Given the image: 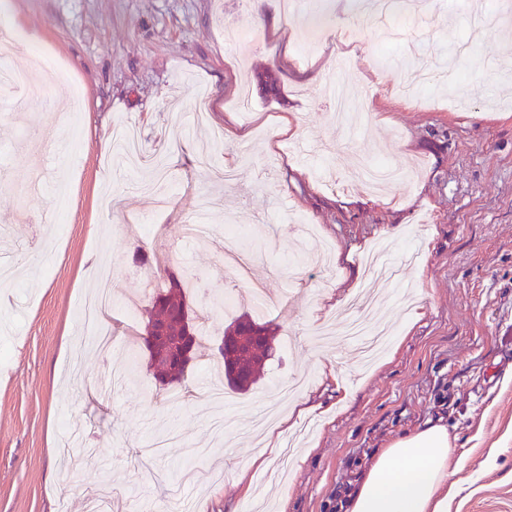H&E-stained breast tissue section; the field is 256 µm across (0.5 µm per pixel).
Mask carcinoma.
Instances as JSON below:
<instances>
[{"mask_svg":"<svg viewBox=\"0 0 512 512\" xmlns=\"http://www.w3.org/2000/svg\"><path fill=\"white\" fill-rule=\"evenodd\" d=\"M258 85L270 96L276 98L279 96L277 77L269 70H265L257 75ZM187 305L186 295L181 281L170 279L169 286L166 289L157 292L151 297V308L148 309V318L146 325L153 323V310L168 315L170 321V330L176 334L182 328L178 311L181 307ZM224 339L228 343L224 344V373L228 385L237 391H246L252 385L256 384L263 372V360L274 356L276 348V336L273 335V329L270 324L260 322L248 314H243L233 320L224 330ZM168 350L171 360L156 361L154 357H149L150 367L153 368L154 378H168V384L179 383L184 379L186 367L180 366L176 362L177 346L161 344L159 350Z\"/></svg>","mask_w":512,"mask_h":512,"instance_id":"obj_1","label":"carcinoma"}]
</instances>
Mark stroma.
<instances>
[{"label":"stroma","mask_w":512,"mask_h":512,"mask_svg":"<svg viewBox=\"0 0 512 512\" xmlns=\"http://www.w3.org/2000/svg\"><path fill=\"white\" fill-rule=\"evenodd\" d=\"M502 2L426 0L399 43L394 0L357 59L282 0H7L0 28L77 80L0 114V256L20 270L0 281V512H85L102 486L112 512H340L378 449L437 417L448 512H512V25L464 49ZM339 59L369 105L355 130L322 93ZM77 97L78 138L42 144L51 101ZM378 153L405 172L382 192L356 177ZM194 219L208 238L186 239ZM229 224L278 349L222 405L217 348L254 311L219 300ZM186 272L200 347L173 406L140 335L148 274ZM105 273L107 353L78 312Z\"/></svg>","instance_id":"obj_1"}]
</instances>
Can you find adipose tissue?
<instances>
[{
    "label": "adipose tissue",
    "instance_id": "adipose-tissue-1",
    "mask_svg": "<svg viewBox=\"0 0 512 512\" xmlns=\"http://www.w3.org/2000/svg\"><path fill=\"white\" fill-rule=\"evenodd\" d=\"M443 420L391 440L367 464L345 512H448V457Z\"/></svg>",
    "mask_w": 512,
    "mask_h": 512
}]
</instances>
